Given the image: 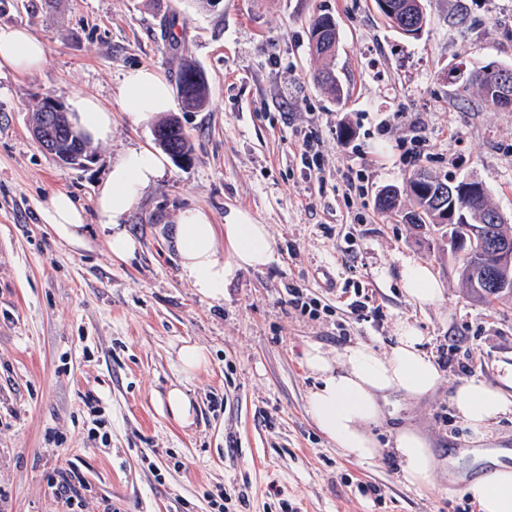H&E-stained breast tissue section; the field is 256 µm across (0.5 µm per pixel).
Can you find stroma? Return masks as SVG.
Instances as JSON below:
<instances>
[{
    "mask_svg": "<svg viewBox=\"0 0 512 512\" xmlns=\"http://www.w3.org/2000/svg\"><path fill=\"white\" fill-rule=\"evenodd\" d=\"M427 22L402 36L375 0H0V27L25 26L48 48L36 72L0 74V512H72L52 475L76 468L82 512H213L208 493L243 494L229 512H477L444 474L419 487L402 477L389 444L396 428L424 433L441 455L471 445L453 406L470 379L496 381L512 363V297L478 301L447 241L386 213L378 193L420 170L481 181L512 225V112L485 106L473 73L512 66V0H422ZM331 14L339 32L332 67L345 95L313 80L321 67L310 24ZM208 83L204 109L171 112L194 146L130 210L135 258L109 254L96 189L112 159L155 147L154 122L134 123L119 97L124 73L150 67L176 85L180 56ZM97 99L112 137L92 144L83 168L61 165L31 133L42 97ZM425 144L412 155L409 118ZM313 133L320 174L300 162ZM57 190L82 207L90 248L58 241L39 217ZM212 223L229 209L267 225L275 258L228 277L224 300L198 296L169 246L179 211ZM430 265L440 306L408 302L399 270ZM302 289L317 314L288 303ZM361 301L362 315L351 312ZM416 321L426 348L455 347L437 391L389 395L374 432L381 457H345L307 412L314 377L306 344L356 342L388 352L399 321ZM206 347L191 384L197 404L183 426L161 402L176 376L174 349ZM98 399L89 411L86 394Z\"/></svg>",
    "mask_w": 512,
    "mask_h": 512,
    "instance_id": "35a3bbf8",
    "label": "stroma"
}]
</instances>
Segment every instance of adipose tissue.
<instances>
[{
    "label": "adipose tissue",
    "mask_w": 512,
    "mask_h": 512,
    "mask_svg": "<svg viewBox=\"0 0 512 512\" xmlns=\"http://www.w3.org/2000/svg\"><path fill=\"white\" fill-rule=\"evenodd\" d=\"M45 43L24 27L0 28V70L15 74L40 69L47 61ZM119 96L129 105L134 122L153 119L173 107L171 89L156 70H128L119 86ZM75 126L93 142L112 133V114L97 100L78 99L73 105ZM166 168L165 157L146 147L125 150L112 162L98 186L96 206L106 231L105 244L113 260L134 258L139 244L123 222L132 206ZM40 215L53 235L77 249L90 245L83 210L67 192H52L40 206ZM171 245L180 258V276L203 299L220 302L224 283L233 269H259L274 258L275 242L267 225L255 223L244 210L227 213L223 225L213 224L203 210L180 212ZM400 284L407 299L419 309L438 305L443 288L426 263L405 260ZM426 338L409 320L398 324L396 343L388 353L358 342L329 353L321 345L304 347V366L316 379L307 396L308 413L317 429L341 452L357 461H371L382 451L372 428L382 417V400L391 393L409 400L434 394L442 372L425 349ZM208 350L183 342L176 350L173 368L179 377L168 389L163 409L184 425L192 424L195 407L185 390L186 382L205 368ZM453 403L458 416L475 440H486L491 427L512 414V364L504 365L496 383L472 379L457 389ZM392 448L403 478L414 485L427 484L442 462L429 440L411 427L398 428ZM480 473L464 478V492L478 512H512V450L492 448L474 453Z\"/></svg>",
    "instance_id": "1"
}]
</instances>
